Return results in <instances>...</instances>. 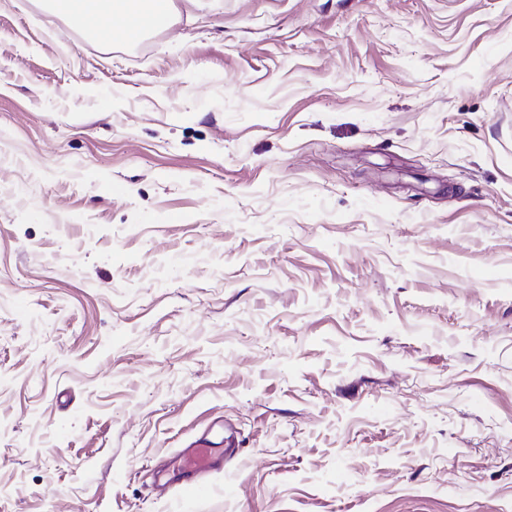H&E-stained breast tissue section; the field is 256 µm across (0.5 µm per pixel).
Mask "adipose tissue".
Wrapping results in <instances>:
<instances>
[{
  "instance_id": "1",
  "label": "adipose tissue",
  "mask_w": 512,
  "mask_h": 512,
  "mask_svg": "<svg viewBox=\"0 0 512 512\" xmlns=\"http://www.w3.org/2000/svg\"><path fill=\"white\" fill-rule=\"evenodd\" d=\"M50 5L84 27L129 41L160 28L171 11V0H50Z\"/></svg>"
}]
</instances>
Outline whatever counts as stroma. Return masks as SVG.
I'll list each match as a JSON object with an SVG mask.
<instances>
[{"label":"stroma","instance_id":"stroma-1","mask_svg":"<svg viewBox=\"0 0 512 512\" xmlns=\"http://www.w3.org/2000/svg\"><path fill=\"white\" fill-rule=\"evenodd\" d=\"M0 512H512V0H0ZM111 1L108 8L106 3ZM171 0H51L52 9L70 17L95 32L123 37L128 41L139 39L148 29L169 24ZM165 19L161 25L160 18ZM114 18L119 20L115 24ZM212 444L208 433H204L193 439L186 448L178 453L172 487L190 488L192 484L189 482L199 474L224 468V460H217L216 456L212 454Z\"/></svg>","mask_w":512,"mask_h":512}]
</instances>
